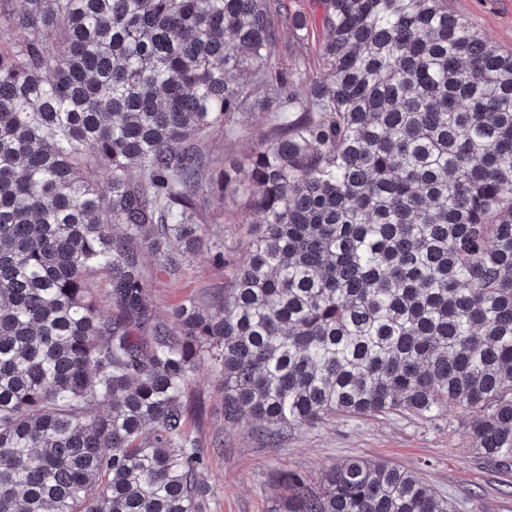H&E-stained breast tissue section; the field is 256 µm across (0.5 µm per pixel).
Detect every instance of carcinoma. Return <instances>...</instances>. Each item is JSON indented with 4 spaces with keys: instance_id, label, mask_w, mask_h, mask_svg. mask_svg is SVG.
Returning a JSON list of instances; mask_svg holds the SVG:
<instances>
[{
    "instance_id": "1",
    "label": "carcinoma",
    "mask_w": 512,
    "mask_h": 512,
    "mask_svg": "<svg viewBox=\"0 0 512 512\" xmlns=\"http://www.w3.org/2000/svg\"><path fill=\"white\" fill-rule=\"evenodd\" d=\"M318 2L310 83L277 0H0V512H201L202 360L269 439L451 407L512 467V53L448 0ZM229 195L224 296L158 318L145 253L184 275ZM282 479L277 512H453L388 460ZM272 118L266 122L259 116L260 112H242L238 117L237 132L224 135L215 131L205 137L206 160L211 163L231 162L239 160L247 154L260 137L266 134L270 124L283 123L293 118V112H264Z\"/></svg>"
}]
</instances>
